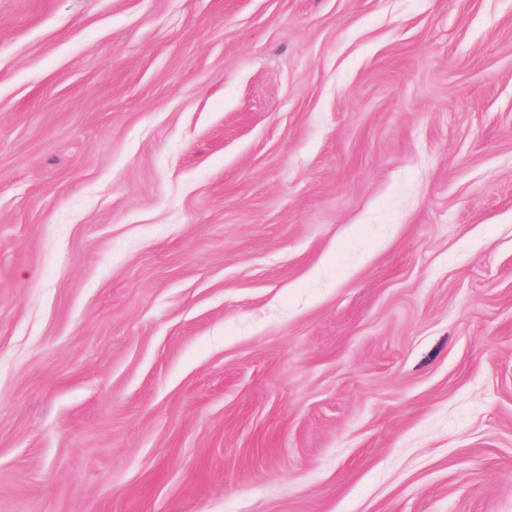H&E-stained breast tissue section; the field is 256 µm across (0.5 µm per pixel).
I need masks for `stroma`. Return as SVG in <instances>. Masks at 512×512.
<instances>
[{"mask_svg":"<svg viewBox=\"0 0 512 512\" xmlns=\"http://www.w3.org/2000/svg\"><path fill=\"white\" fill-rule=\"evenodd\" d=\"M0 512H512V0H0Z\"/></svg>","mask_w":512,"mask_h":512,"instance_id":"stroma-1","label":"stroma"}]
</instances>
